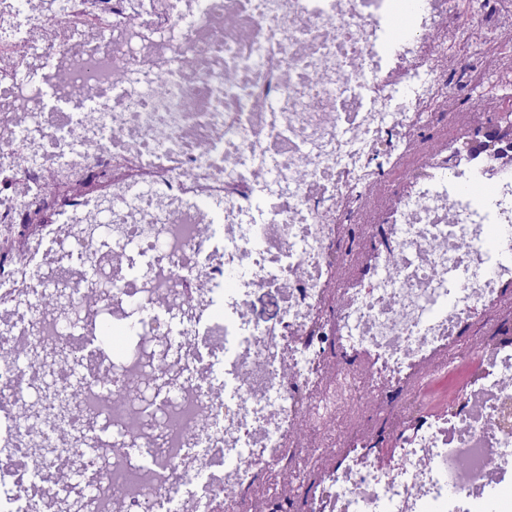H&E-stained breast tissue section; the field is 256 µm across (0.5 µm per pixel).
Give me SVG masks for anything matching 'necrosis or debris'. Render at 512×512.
<instances>
[{
	"mask_svg": "<svg viewBox=\"0 0 512 512\" xmlns=\"http://www.w3.org/2000/svg\"><path fill=\"white\" fill-rule=\"evenodd\" d=\"M0 0V512H512V160L442 161L486 0ZM110 198L102 209L101 198ZM166 336L91 362L52 311ZM467 374L447 407L419 386ZM68 415L53 419L55 393ZM389 431L376 442L375 423Z\"/></svg>",
	"mask_w": 512,
	"mask_h": 512,
	"instance_id": "necrosis-or-debris-1",
	"label": "necrosis or debris"
}]
</instances>
